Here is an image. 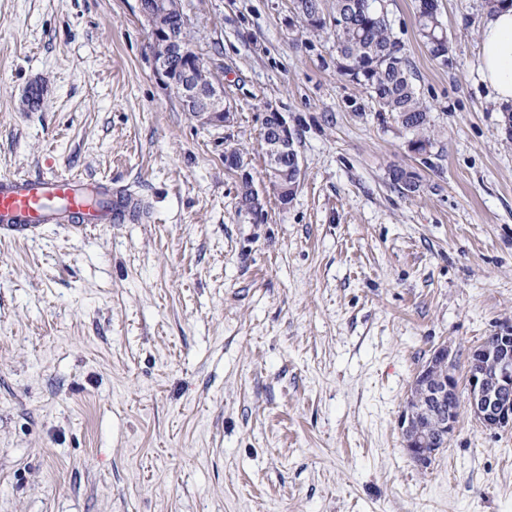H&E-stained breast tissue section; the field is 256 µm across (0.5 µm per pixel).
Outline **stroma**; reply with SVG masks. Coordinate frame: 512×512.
Segmentation results:
<instances>
[{
    "label": "stroma",
    "instance_id": "35a3bbf8",
    "mask_svg": "<svg viewBox=\"0 0 512 512\" xmlns=\"http://www.w3.org/2000/svg\"><path fill=\"white\" fill-rule=\"evenodd\" d=\"M181 3L231 126H200L160 82L136 0H0V173L106 179L146 208L0 239V512H512V431L461 413L423 468L398 429L435 348L465 373L512 320L484 0H438L444 64L416 0H384L435 124L423 160L292 0ZM269 106L303 174L257 223L224 153L263 178ZM395 165L418 168L419 194ZM432 0H418L416 5V26L430 56L441 63H447L450 42L439 14L430 6Z\"/></svg>",
    "mask_w": 512,
    "mask_h": 512
}]
</instances>
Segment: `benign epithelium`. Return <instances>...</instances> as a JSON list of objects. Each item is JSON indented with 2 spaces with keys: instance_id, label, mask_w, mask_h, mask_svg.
I'll return each mask as SVG.
<instances>
[{
  "instance_id": "7a95c632",
  "label": "benign epithelium",
  "mask_w": 512,
  "mask_h": 512,
  "mask_svg": "<svg viewBox=\"0 0 512 512\" xmlns=\"http://www.w3.org/2000/svg\"><path fill=\"white\" fill-rule=\"evenodd\" d=\"M138 11L149 27L151 41L163 40L178 55L182 65L173 67L167 57L154 60L158 79L174 91L183 108L202 126L225 127L234 123L236 113L224 103V85L204 78V60L180 36V28L189 24L180 15L173 24L168 16L176 0H156L152 8L137 0ZM262 141L266 157L265 181L254 183L243 159L235 152L224 154L225 164L237 173L239 187L249 192L255 209L252 216L262 218V207L272 194L281 204H288L291 192L302 175L300 156L295 149L288 121L269 106L262 118ZM499 343L494 347L476 345L467 352L465 409L482 427L490 431L512 429V320L495 329ZM460 396L454 352L448 345L434 349L428 360L414 374L403 409L398 418L404 447L420 466L430 465L442 449L434 442L449 443L457 430L459 413L448 408V399Z\"/></svg>"
}]
</instances>
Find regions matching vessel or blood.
Listing matches in <instances>:
<instances>
[{
  "mask_svg": "<svg viewBox=\"0 0 512 512\" xmlns=\"http://www.w3.org/2000/svg\"><path fill=\"white\" fill-rule=\"evenodd\" d=\"M141 199L103 181L74 175H0V237L27 239L48 224L84 231L98 224L137 221Z\"/></svg>",
  "mask_w": 512,
  "mask_h": 512,
  "instance_id": "obj_1",
  "label": "vessel or blood"
}]
</instances>
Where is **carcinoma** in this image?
Wrapping results in <instances>:
<instances>
[{
    "instance_id": "cac0c4a2",
    "label": "carcinoma",
    "mask_w": 512,
    "mask_h": 512,
    "mask_svg": "<svg viewBox=\"0 0 512 512\" xmlns=\"http://www.w3.org/2000/svg\"><path fill=\"white\" fill-rule=\"evenodd\" d=\"M382 0H299L303 30L332 32L339 71L363 86L388 116L427 148L433 147L429 107L419 97L405 45L389 23ZM416 26L430 56L448 62L450 42L430 0H418Z\"/></svg>"
}]
</instances>
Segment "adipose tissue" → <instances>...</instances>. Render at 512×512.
I'll return each mask as SVG.
<instances>
[{"label":"adipose tissue","mask_w":512,"mask_h":512,"mask_svg":"<svg viewBox=\"0 0 512 512\" xmlns=\"http://www.w3.org/2000/svg\"><path fill=\"white\" fill-rule=\"evenodd\" d=\"M480 75L500 103H512V7L487 17L480 35Z\"/></svg>","instance_id":"adipose-tissue-1"}]
</instances>
